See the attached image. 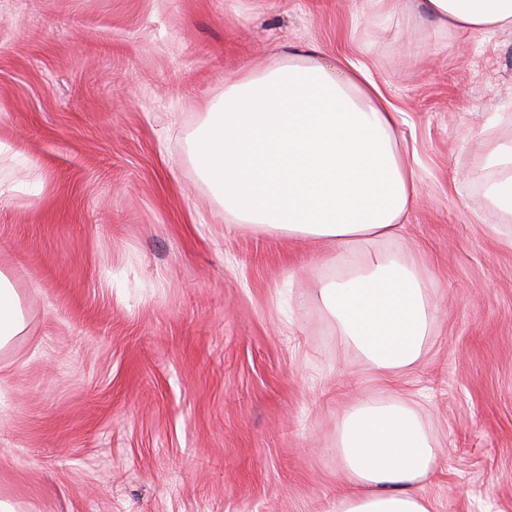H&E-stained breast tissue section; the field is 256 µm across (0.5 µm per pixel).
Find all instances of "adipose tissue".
I'll return each instance as SVG.
<instances>
[{
	"label": "adipose tissue",
	"instance_id": "obj_1",
	"mask_svg": "<svg viewBox=\"0 0 512 512\" xmlns=\"http://www.w3.org/2000/svg\"><path fill=\"white\" fill-rule=\"evenodd\" d=\"M415 8L440 32L512 30V0H416ZM318 52L309 45L225 82L192 160L233 223L331 247L338 274L317 291L340 341L378 374L409 370L425 353L437 301L414 263L375 244L398 233L419 198L416 159L367 67H330ZM486 165L498 175L484 180V195L511 220L512 144L491 143ZM24 330L19 296L0 273V349ZM335 451L355 490L338 494L329 512H430L417 487L442 450L406 399L350 405Z\"/></svg>",
	"mask_w": 512,
	"mask_h": 512
}]
</instances>
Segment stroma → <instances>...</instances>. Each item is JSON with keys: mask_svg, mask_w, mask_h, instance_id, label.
Here are the masks:
<instances>
[{"mask_svg": "<svg viewBox=\"0 0 512 512\" xmlns=\"http://www.w3.org/2000/svg\"><path fill=\"white\" fill-rule=\"evenodd\" d=\"M363 0H0V498L18 512H328L336 421L409 395L444 455L431 512H512V221L484 197L512 140V33L380 28ZM313 43L401 111L420 200L381 250L438 318L381 379L316 295L331 248L229 223L190 159L240 68ZM20 299L9 279L0 272V349H4L25 330Z\"/></svg>", "mask_w": 512, "mask_h": 512, "instance_id": "obj_1", "label": "stroma"}]
</instances>
